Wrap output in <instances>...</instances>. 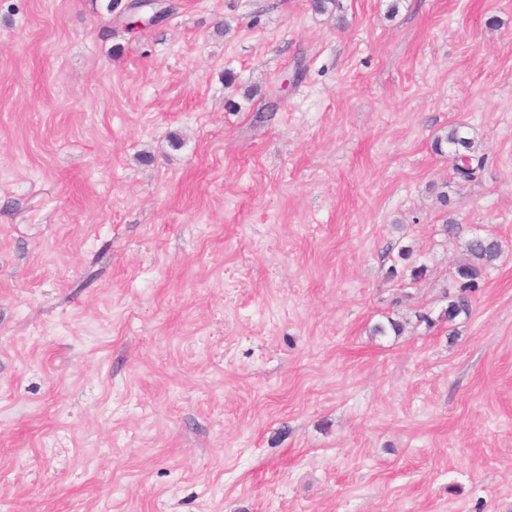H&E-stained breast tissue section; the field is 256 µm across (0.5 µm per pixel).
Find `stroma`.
I'll use <instances>...</instances> for the list:
<instances>
[{
    "label": "stroma",
    "mask_w": 512,
    "mask_h": 512,
    "mask_svg": "<svg viewBox=\"0 0 512 512\" xmlns=\"http://www.w3.org/2000/svg\"><path fill=\"white\" fill-rule=\"evenodd\" d=\"M109 2L0 0V512H512V0ZM434 148L437 152L448 151V157L453 162V169L457 178L462 181H471L475 178L477 171L481 168L480 160L476 161L473 141L468 138L462 127H452L443 135H438L434 141ZM463 246L466 258L455 267L458 291L447 296V304L437 316L418 313L416 318L419 323H425L428 327L447 323L452 325L457 319L471 315L473 293L478 290L487 270L501 253V244L489 236L472 235L464 241Z\"/></svg>",
    "instance_id": "stroma-1"
}]
</instances>
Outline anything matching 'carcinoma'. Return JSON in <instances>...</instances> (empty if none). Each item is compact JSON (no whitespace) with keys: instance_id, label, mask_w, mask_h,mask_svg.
Wrapping results in <instances>:
<instances>
[{"instance_id":"carcinoma-1","label":"carcinoma","mask_w":512,"mask_h":512,"mask_svg":"<svg viewBox=\"0 0 512 512\" xmlns=\"http://www.w3.org/2000/svg\"><path fill=\"white\" fill-rule=\"evenodd\" d=\"M434 148L443 153L448 152V157L453 162V169L457 178L462 181H470L475 178L481 164L476 162L473 141L468 138L462 127H452L442 135L435 138ZM466 258L455 267V278L458 283V291L448 297L445 307L441 308L437 316L427 313L416 315L417 321L429 327L438 324H453L457 319L467 318L472 313L473 293H475L487 270L501 253V244L495 238L489 236L472 235L464 243ZM405 329V323L386 317L384 321H378L369 328L372 337L399 336Z\"/></svg>"}]
</instances>
